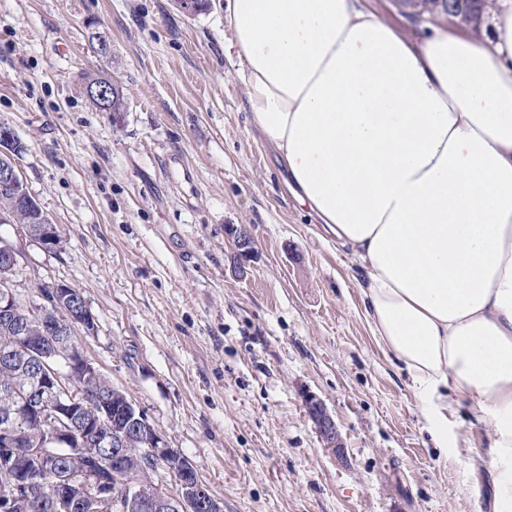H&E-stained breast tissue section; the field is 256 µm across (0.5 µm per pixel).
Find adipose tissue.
<instances>
[{"mask_svg":"<svg viewBox=\"0 0 512 512\" xmlns=\"http://www.w3.org/2000/svg\"><path fill=\"white\" fill-rule=\"evenodd\" d=\"M253 123L288 188L348 248L364 316L420 399L489 428L512 512V0L479 34H406L358 0H227Z\"/></svg>","mask_w":512,"mask_h":512,"instance_id":"obj_1","label":"adipose tissue"}]
</instances>
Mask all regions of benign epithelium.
I'll list each match as a JSON object with an SVG mask.
<instances>
[{"label":"benign epithelium","mask_w":512,"mask_h":512,"mask_svg":"<svg viewBox=\"0 0 512 512\" xmlns=\"http://www.w3.org/2000/svg\"><path fill=\"white\" fill-rule=\"evenodd\" d=\"M485 0L462 17L456 0L440 15L469 23L481 16ZM18 141L13 129L0 124V189L23 202L32 212L26 236L45 250L56 247V227L32 197L18 173ZM239 260L238 272L253 257L254 240L244 224L226 228ZM20 252L5 241L0 244V264L12 268ZM40 301L26 311L37 317L40 330L15 322L20 305L10 276L0 278V319L26 340L30 357L19 359L11 349L0 352L5 363L17 368L23 379L9 388V402L0 408V512H38L31 495L42 474L53 476L57 512H72L85 502L106 504L107 512H224V507L201 482L194 466L170 448L142 409L112 384L107 390L72 387L76 380L99 383L104 375L76 341L75 332L95 329L96 319L82 293L66 283H56L39 293ZM306 410L326 447L339 457L343 441L333 417L315 395L304 399ZM21 423L47 425L28 447L16 448V428ZM164 463L179 484L177 494L149 488L139 478L126 482L123 499L112 500V469L138 473Z\"/></svg>","instance_id":"obj_1"}]
</instances>
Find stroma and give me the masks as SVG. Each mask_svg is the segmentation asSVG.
<instances>
[{"instance_id": "35a3bbf8", "label": "stroma", "mask_w": 512, "mask_h": 512, "mask_svg": "<svg viewBox=\"0 0 512 512\" xmlns=\"http://www.w3.org/2000/svg\"><path fill=\"white\" fill-rule=\"evenodd\" d=\"M91 22L111 59L90 47ZM101 68L123 89L120 120L82 92ZM239 70L219 9L0 0V123L61 239L48 252L0 224L23 252L21 299L60 282L83 293L85 353L224 512H491L476 457L488 427L466 404L420 400L376 344L355 259L289 191ZM231 224L254 238L242 274ZM308 393L344 455L324 447ZM304 404L326 447L331 448L338 456L344 455L342 438L323 401L315 395H307Z\"/></svg>"}]
</instances>
